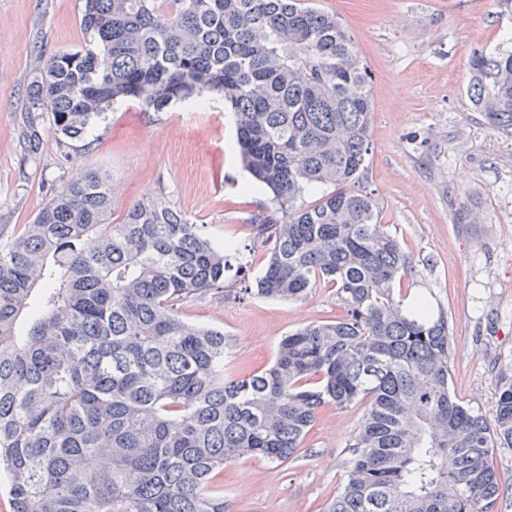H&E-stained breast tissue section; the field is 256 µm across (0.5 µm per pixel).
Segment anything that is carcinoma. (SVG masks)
I'll list each match as a JSON object with an SVG mask.
<instances>
[{
	"mask_svg": "<svg viewBox=\"0 0 512 512\" xmlns=\"http://www.w3.org/2000/svg\"><path fill=\"white\" fill-rule=\"evenodd\" d=\"M81 27L87 43L45 57L28 91L61 147L119 100L162 112L220 94L270 199L252 245H217L162 197L112 217V175L79 169L33 223L0 225V472L12 512H229L225 464L286 463L323 407L363 401L323 512H493L512 379L491 428L450 387L445 314L396 294L414 264L360 190L370 74L344 25L305 0H84ZM465 93L512 129V33L473 52ZM258 247L267 261L251 280L242 271ZM321 285L344 314L288 333L256 373L231 368L224 329L181 310L226 288L292 301Z\"/></svg>",
	"mask_w": 512,
	"mask_h": 512,
	"instance_id": "cac0c4a2",
	"label": "carcinoma"
}]
</instances>
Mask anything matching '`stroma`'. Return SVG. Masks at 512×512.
<instances>
[{"label": "stroma", "mask_w": 512, "mask_h": 512, "mask_svg": "<svg viewBox=\"0 0 512 512\" xmlns=\"http://www.w3.org/2000/svg\"><path fill=\"white\" fill-rule=\"evenodd\" d=\"M340 19L372 78L373 152L366 186L381 222L413 257L406 281L448 316L451 387L487 422L502 378H512V133L490 125L465 88L474 49L512 30L497 0H307ZM82 0H0V224H28L75 167L108 170L112 211L162 197L215 242L249 243L250 220L269 202L234 146L235 124L216 95L204 106L146 112L114 105L65 162L47 115L27 150V95L42 52L83 45ZM199 324L223 328L232 364L267 368L282 336L341 317L336 292L315 288L292 302L207 296L183 304ZM324 407L302 448L278 465L242 457L219 476L230 512H322L336 497L346 446L364 412Z\"/></svg>", "instance_id": "1"}]
</instances>
